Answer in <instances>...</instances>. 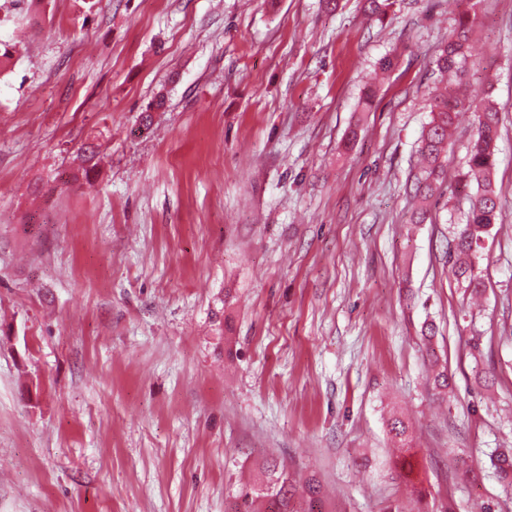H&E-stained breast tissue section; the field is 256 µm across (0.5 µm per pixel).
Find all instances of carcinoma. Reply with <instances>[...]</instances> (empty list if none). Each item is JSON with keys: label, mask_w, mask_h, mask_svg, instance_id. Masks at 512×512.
I'll return each mask as SVG.
<instances>
[{"label": "carcinoma", "mask_w": 512, "mask_h": 512, "mask_svg": "<svg viewBox=\"0 0 512 512\" xmlns=\"http://www.w3.org/2000/svg\"><path fill=\"white\" fill-rule=\"evenodd\" d=\"M395 0H364V12L371 20H384L392 11ZM473 19L468 12L459 16L455 26L439 46L434 60V72L443 79L452 76L454 82L431 98V118L424 128L419 153L423 159L421 175L414 183V197L418 204L411 214L413 224H423L430 218L432 205L443 195L445 182L444 158L450 147L449 132L462 101L458 90L467 79L468 53ZM476 131L471 141L467 172L461 180L462 189L469 202L465 224L448 246V264L453 276L466 283L473 294L483 291V282L473 272L471 257L484 236L498 218L497 194L492 186L495 142L498 137L500 107L491 98L476 108ZM434 387L443 392L451 388L448 368L440 366L435 351H430ZM389 434L403 446L410 442V425L395 415L389 421ZM490 467L499 478L512 487V450H494L489 455ZM236 512H258L255 503L267 501V512H292L290 510V481L288 474L273 462L260 467L258 481L241 491Z\"/></svg>", "instance_id": "obj_1"}]
</instances>
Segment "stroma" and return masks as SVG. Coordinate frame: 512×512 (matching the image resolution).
I'll list each match as a JSON object with an SVG mask.
<instances>
[{"label": "stroma", "instance_id": "1", "mask_svg": "<svg viewBox=\"0 0 512 512\" xmlns=\"http://www.w3.org/2000/svg\"><path fill=\"white\" fill-rule=\"evenodd\" d=\"M468 8L448 189L413 224L432 60ZM1 43L0 512H228L269 458L294 512L310 478L318 512H512L487 458L512 448V0H398L382 23L361 0H0ZM489 94L474 305L448 241Z\"/></svg>", "mask_w": 512, "mask_h": 512}]
</instances>
